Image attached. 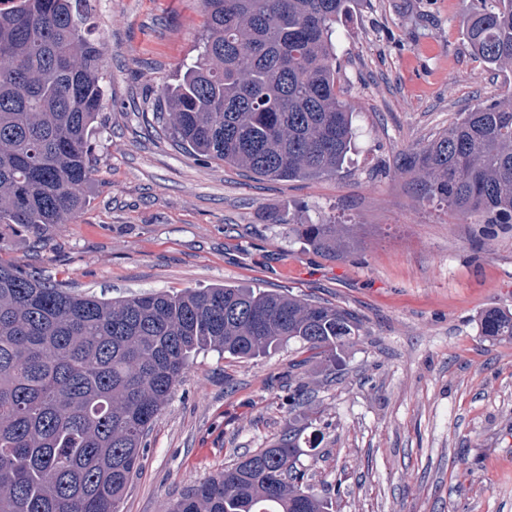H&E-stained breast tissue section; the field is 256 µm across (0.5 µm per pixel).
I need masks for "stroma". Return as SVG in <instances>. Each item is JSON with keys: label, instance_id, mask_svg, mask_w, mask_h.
Here are the masks:
<instances>
[{"label": "stroma", "instance_id": "stroma-1", "mask_svg": "<svg viewBox=\"0 0 512 512\" xmlns=\"http://www.w3.org/2000/svg\"><path fill=\"white\" fill-rule=\"evenodd\" d=\"M106 59L86 205L42 242L0 226V260L81 295L230 284L351 311L359 336L303 359L197 352L154 419L121 512L165 502L300 429V462L334 512H512V230L422 198L406 153L512 95V68L471 50L463 0H357L336 26V91L354 145L318 178H260L194 159L156 131L153 103L203 46L201 0H93ZM333 223L336 250L305 245ZM308 398L288 409V388ZM480 329L483 336H507L512 339V313L489 308L482 314Z\"/></svg>", "mask_w": 512, "mask_h": 512}]
</instances>
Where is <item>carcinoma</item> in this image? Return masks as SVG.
<instances>
[{"label": "carcinoma", "mask_w": 512, "mask_h": 512, "mask_svg": "<svg viewBox=\"0 0 512 512\" xmlns=\"http://www.w3.org/2000/svg\"><path fill=\"white\" fill-rule=\"evenodd\" d=\"M90 0H0V225L41 240L68 224L92 175L104 50ZM466 26L487 64L512 68V0H477ZM352 0H202L200 58L156 98L191 156L267 178L337 171L353 140L336 92V23ZM419 192L512 224V96L479 106L406 156ZM336 251V225L309 224ZM481 334L512 339V313ZM351 314L289 292L222 286L122 300L77 295L0 262V512H118L155 417L193 354L257 357L295 341L336 360ZM284 434L192 487L165 512H330Z\"/></svg>", "instance_id": "1"}]
</instances>
